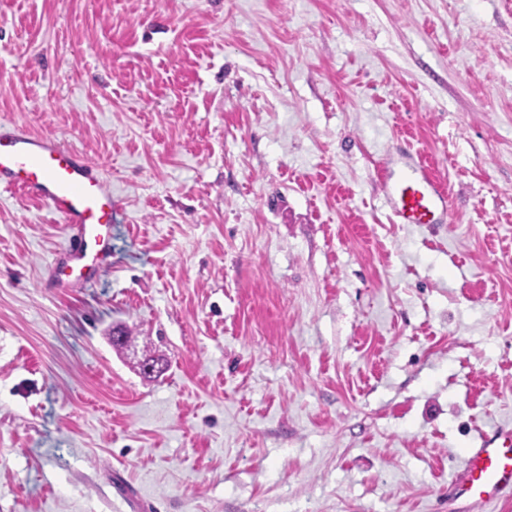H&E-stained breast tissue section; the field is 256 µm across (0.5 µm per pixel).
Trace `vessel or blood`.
Wrapping results in <instances>:
<instances>
[{"label": "vessel or blood", "instance_id": "1", "mask_svg": "<svg viewBox=\"0 0 512 512\" xmlns=\"http://www.w3.org/2000/svg\"><path fill=\"white\" fill-rule=\"evenodd\" d=\"M386 200L398 224H442L448 217V193L421 161L407 157L382 169ZM0 188H18L46 202L69 231V250L56 263V279L89 281L90 269L111 256L112 195L88 160L55 138L24 127L0 136ZM454 497L488 504L512 498V427L484 433L477 447L465 449L452 481Z\"/></svg>", "mask_w": 512, "mask_h": 512}]
</instances>
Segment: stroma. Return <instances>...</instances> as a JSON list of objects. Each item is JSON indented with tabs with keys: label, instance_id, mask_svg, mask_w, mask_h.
Listing matches in <instances>:
<instances>
[{
	"label": "stroma",
	"instance_id": "obj_1",
	"mask_svg": "<svg viewBox=\"0 0 512 512\" xmlns=\"http://www.w3.org/2000/svg\"><path fill=\"white\" fill-rule=\"evenodd\" d=\"M14 124L117 208L63 288L0 191V512H512L448 493L512 425V0H0ZM386 200L397 224H444L448 193L413 156L380 171Z\"/></svg>",
	"mask_w": 512,
	"mask_h": 512
}]
</instances>
